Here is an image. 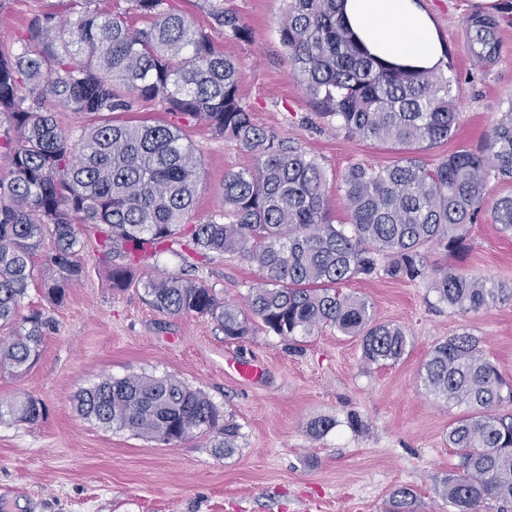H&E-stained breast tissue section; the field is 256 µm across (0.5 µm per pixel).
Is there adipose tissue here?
Masks as SVG:
<instances>
[{"mask_svg": "<svg viewBox=\"0 0 512 512\" xmlns=\"http://www.w3.org/2000/svg\"><path fill=\"white\" fill-rule=\"evenodd\" d=\"M349 27L374 55L421 70H433L444 57L432 16L420 0H344Z\"/></svg>", "mask_w": 512, "mask_h": 512, "instance_id": "ef3b65f1", "label": "adipose tissue"}]
</instances>
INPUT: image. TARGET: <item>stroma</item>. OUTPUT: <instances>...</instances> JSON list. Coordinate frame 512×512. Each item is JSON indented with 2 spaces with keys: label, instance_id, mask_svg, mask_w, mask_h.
<instances>
[{
  "label": "stroma",
  "instance_id": "35a3bbf8",
  "mask_svg": "<svg viewBox=\"0 0 512 512\" xmlns=\"http://www.w3.org/2000/svg\"><path fill=\"white\" fill-rule=\"evenodd\" d=\"M54 2L0 0V48L17 49L18 35ZM420 2L454 57L461 94L457 138L418 154L431 169L454 148L478 149L512 103V0H498L500 48L487 70L474 66L464 27L478 9L475 0ZM212 4L233 11L247 30L243 39L220 30L210 37L241 63V98L254 122L315 155L328 184L350 166L381 169L400 159L389 144L346 137L305 94L279 39L283 0H185L184 8L204 28ZM184 132L202 164L193 219L203 222L224 207L225 173L251 167L253 158L203 123ZM511 190L489 179L480 219L468 229L469 251L461 257L430 251L425 266L512 282V238L491 215L495 200ZM141 266L196 279L239 304L259 279L256 265L231 254L188 266L177 245L148 255ZM342 290L367 299L377 321L406 331L411 347L403 359L366 363L358 340L330 327L291 341L257 324L250 336L230 340L208 317L159 312L141 287L114 291L91 255L62 304L29 287L22 311L43 310L50 327L28 373L0 372V402L31 394L45 412L33 424L0 418V512H389L401 487L413 489L415 512H455L439 487L455 462L448 426L463 408L430 396L418 375L437 343L467 332L512 378V302L462 315L438 302L429 278L382 273ZM228 358L259 364V380L225 372ZM133 372L174 376L203 391L238 425L235 452L224 453L220 433L162 444L76 413L80 390ZM351 411L362 430L346 425ZM323 416L338 424L312 438L307 424Z\"/></svg>",
  "mask_w": 512,
  "mask_h": 512
}]
</instances>
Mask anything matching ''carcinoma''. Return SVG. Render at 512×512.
<instances>
[{
    "mask_svg": "<svg viewBox=\"0 0 512 512\" xmlns=\"http://www.w3.org/2000/svg\"><path fill=\"white\" fill-rule=\"evenodd\" d=\"M100 2L62 0V10L31 21L18 52L0 49V117L7 123L0 156L8 164L0 175V328L12 330L0 336L1 372L22 376L41 355L44 313L20 315L29 286L41 280L48 299L60 304L85 275L78 215L94 230L97 262L117 291L133 282L149 248L158 253L177 244L196 260L230 253L256 265L260 279L245 309L181 276L138 281L156 310L207 316L227 339L249 336L254 316L282 337L331 327L359 341L364 361L395 363L410 347L404 329L376 321L366 299L339 289L379 270L396 279L428 276L438 301L460 313L512 302L510 282L447 267L427 271L423 262L434 248L468 252V228L481 215L490 174L512 184V102L479 150L459 147L429 170L416 153L453 140L459 127V89L448 76L453 61L435 72L385 62L344 25L340 0H283L280 41L320 113L350 137L403 153L391 166L353 165L341 175L337 190L349 223L335 224L317 158L255 124L239 95L240 63L178 0H129L141 27ZM208 18L212 28L246 36L222 7L210 6ZM465 26L472 60L492 65L499 19L475 12ZM140 102L159 104L172 119L112 117ZM57 106L96 125L73 138L57 124ZM193 121L254 157L252 167L224 175V210L198 224L191 216L201 163L183 134ZM492 217L512 236V191L495 201ZM419 379L428 394L467 408L448 427L458 463L442 494L456 512L512 502V414L501 412L512 403V383L467 332L436 345ZM76 409L103 428L164 444L217 431L226 455L239 435L205 393L172 376L103 377L78 393ZM43 412L32 395L0 402V419L35 423ZM412 503V489L399 488L391 512H413Z\"/></svg>",
    "mask_w": 512,
    "mask_h": 512,
    "instance_id": "1",
    "label": "carcinoma"
}]
</instances>
